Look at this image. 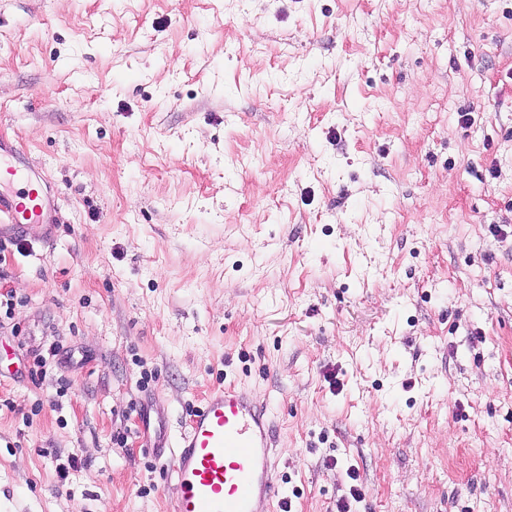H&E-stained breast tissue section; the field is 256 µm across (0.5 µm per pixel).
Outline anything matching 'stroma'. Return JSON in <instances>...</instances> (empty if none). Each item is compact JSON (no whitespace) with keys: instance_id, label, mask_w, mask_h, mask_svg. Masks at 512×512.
Returning a JSON list of instances; mask_svg holds the SVG:
<instances>
[{"instance_id":"obj_1","label":"stroma","mask_w":512,"mask_h":512,"mask_svg":"<svg viewBox=\"0 0 512 512\" xmlns=\"http://www.w3.org/2000/svg\"><path fill=\"white\" fill-rule=\"evenodd\" d=\"M0 141V512H171L217 385L291 512H512V0H0ZM8 182L18 187L15 193L0 192V213L5 214L11 227L18 234L26 224L50 223V200L42 183L15 157V150L0 144V183Z\"/></svg>"}]
</instances>
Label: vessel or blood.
Segmentation results:
<instances>
[{"label":"vessel or blood","mask_w":512,"mask_h":512,"mask_svg":"<svg viewBox=\"0 0 512 512\" xmlns=\"http://www.w3.org/2000/svg\"><path fill=\"white\" fill-rule=\"evenodd\" d=\"M1 182L16 187L0 192V213L14 231L49 223L50 200L42 183L4 145ZM274 443L267 407L232 387L213 391L170 449L178 485L172 512H256L259 503L273 501L278 493L269 467Z\"/></svg>","instance_id":"vessel-or-blood-1"}]
</instances>
